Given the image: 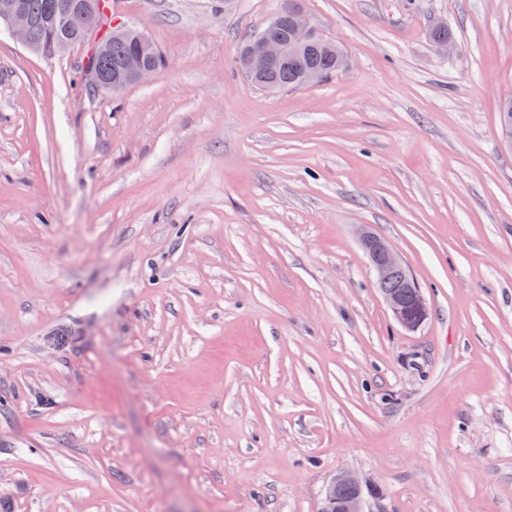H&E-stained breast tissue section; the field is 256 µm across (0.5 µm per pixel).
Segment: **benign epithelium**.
<instances>
[{"mask_svg": "<svg viewBox=\"0 0 512 512\" xmlns=\"http://www.w3.org/2000/svg\"><path fill=\"white\" fill-rule=\"evenodd\" d=\"M286 21L289 22L288 39L269 34V30ZM2 24L26 48L46 55L58 52L64 43H38L33 35L36 25L64 33L74 32L83 37L104 26L95 0H51L38 20L29 12L25 0H0ZM320 35V29L302 10L300 0H289L284 10L268 20L266 31L258 35L238 59V67L245 75H265L273 65L288 60V56L314 49ZM112 38L131 42L132 51L110 73L99 69L98 56H91L86 63L87 83L90 86L98 91L117 92L126 84L142 82L157 71L153 63L154 45L143 30L115 26L112 28ZM361 241L377 285L394 319L407 330L418 329L428 317V307L410 268L393 247L379 236L365 231ZM341 486L359 488L361 482L348 473L338 475L325 492L321 512H363L360 495L342 502L338 500L336 490Z\"/></svg>", "mask_w": 512, "mask_h": 512, "instance_id": "obj_1", "label": "benign epithelium"}]
</instances>
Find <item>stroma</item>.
Wrapping results in <instances>:
<instances>
[{"label": "stroma", "mask_w": 512, "mask_h": 512, "mask_svg": "<svg viewBox=\"0 0 512 512\" xmlns=\"http://www.w3.org/2000/svg\"><path fill=\"white\" fill-rule=\"evenodd\" d=\"M279 5L112 0L117 94L0 31V512H512V0H305L350 68L268 93ZM112 27L113 40L112 38L109 40V32H106L103 36V40H109L108 43L112 42V46L106 54L99 58L100 66L104 70H112L115 61L130 51V44L119 40L130 41L132 51L114 67L112 73H106L99 69L98 55H92L87 60V83L97 91L117 92L128 83L143 82L157 71V67L153 63L155 45L143 30L129 26ZM155 62L158 67L163 64V58L159 51L155 57ZM85 85L90 90L95 91L86 83ZM361 241L377 285L394 319L407 330L418 329L428 317V307L410 268L393 247L379 236L365 231ZM397 276L398 285L389 287ZM341 486H352L361 489V482L351 474L343 473L338 475L328 486L325 497L324 506L321 512H363L362 508V496H358L348 499L354 496L357 492L355 489L342 487L337 492V497L341 500L340 502L336 497V490Z\"/></svg>", "instance_id": "obj_1"}]
</instances>
